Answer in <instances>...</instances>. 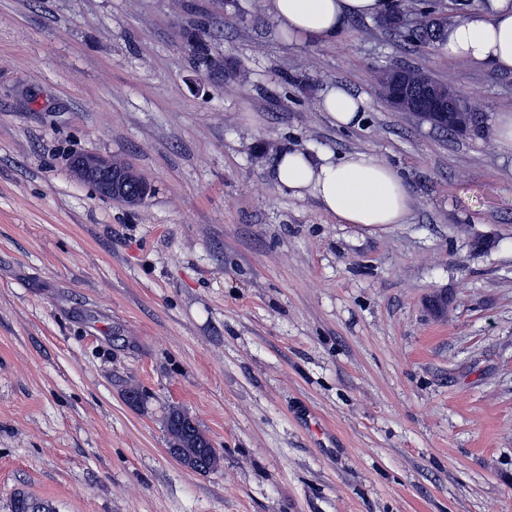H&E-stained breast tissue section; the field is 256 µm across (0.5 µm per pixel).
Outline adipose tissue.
Here are the masks:
<instances>
[{
	"mask_svg": "<svg viewBox=\"0 0 512 512\" xmlns=\"http://www.w3.org/2000/svg\"><path fill=\"white\" fill-rule=\"evenodd\" d=\"M266 8L288 40L319 42L335 39L348 18L388 16L395 2L266 0ZM435 50L451 61L512 73V0H484L478 9L457 16L442 29ZM319 107L332 125L350 130L361 126L365 100L335 86L323 93ZM268 171L281 192L314 198L339 223L371 233L405 223L413 203L411 188L399 171L364 151L336 158L284 145L271 156Z\"/></svg>",
	"mask_w": 512,
	"mask_h": 512,
	"instance_id": "1",
	"label": "adipose tissue"
}]
</instances>
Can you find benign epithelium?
Listing matches in <instances>:
<instances>
[{"instance_id": "benign-epithelium-1", "label": "benign epithelium", "mask_w": 512, "mask_h": 512, "mask_svg": "<svg viewBox=\"0 0 512 512\" xmlns=\"http://www.w3.org/2000/svg\"><path fill=\"white\" fill-rule=\"evenodd\" d=\"M381 25L386 29L406 28L420 40L436 34L435 30L424 26L422 20L411 21L401 12L383 19ZM379 84L383 98L391 108L427 121L434 128L457 135L482 131L485 118L469 112L459 93L426 72L392 64L380 73ZM69 169L76 181L92 185L106 199L136 205L144 202L150 193V184L127 163L116 158L79 154L70 159ZM169 429L167 452L183 467L193 469L194 462L185 457L182 448H195L201 455L211 446L209 437L187 413L178 409L172 414Z\"/></svg>"}]
</instances>
